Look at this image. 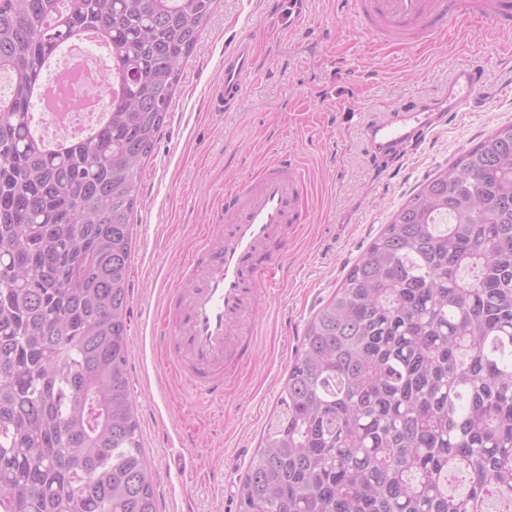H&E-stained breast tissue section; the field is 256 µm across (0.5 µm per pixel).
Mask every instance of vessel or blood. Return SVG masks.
I'll return each mask as SVG.
<instances>
[{
  "label": "vessel or blood",
  "mask_w": 512,
  "mask_h": 512,
  "mask_svg": "<svg viewBox=\"0 0 512 512\" xmlns=\"http://www.w3.org/2000/svg\"><path fill=\"white\" fill-rule=\"evenodd\" d=\"M374 42L433 41L458 21L512 26V0H340ZM255 48L244 39L224 57L220 104L237 110L255 70ZM485 70L459 68L442 102L405 103L365 127L374 154H402L420 133L444 123L447 114L482 106ZM302 169L290 157L249 173L225 191L211 224L171 289L157 333L173 376L198 396L220 399L255 356L254 315L270 302L284 271L294 234L310 223Z\"/></svg>",
  "instance_id": "vessel-or-blood-1"
}]
</instances>
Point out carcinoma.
Segmentation results:
<instances>
[{
  "label": "carcinoma",
  "mask_w": 512,
  "mask_h": 512,
  "mask_svg": "<svg viewBox=\"0 0 512 512\" xmlns=\"http://www.w3.org/2000/svg\"><path fill=\"white\" fill-rule=\"evenodd\" d=\"M214 0H0V512H159L128 382L142 163ZM92 138L33 128L86 31ZM512 512V124L394 214L308 324L240 512Z\"/></svg>",
  "instance_id": "cac0c4a2"
}]
</instances>
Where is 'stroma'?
<instances>
[{"instance_id": "1", "label": "stroma", "mask_w": 512, "mask_h": 512, "mask_svg": "<svg viewBox=\"0 0 512 512\" xmlns=\"http://www.w3.org/2000/svg\"><path fill=\"white\" fill-rule=\"evenodd\" d=\"M245 38L257 45L258 70L241 107L227 112L217 101L224 55ZM475 59L486 67L487 105L376 162L363 128L406 101L444 94L455 70ZM510 122L512 30L462 22L430 45L403 48L370 42L337 0H305L298 20L288 0H214L143 165L132 217L129 386L160 512H238L247 466L309 321L428 178ZM281 155L306 173L312 222L290 245L270 307L255 315L254 365L223 399L201 401L163 372L152 341L162 294L176 286L224 191ZM184 451L193 467L169 470Z\"/></svg>"}]
</instances>
